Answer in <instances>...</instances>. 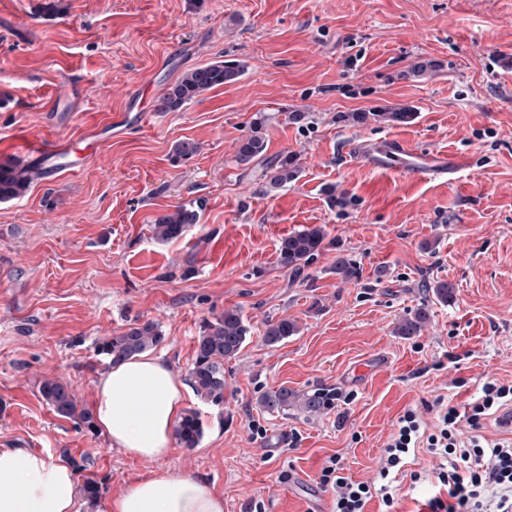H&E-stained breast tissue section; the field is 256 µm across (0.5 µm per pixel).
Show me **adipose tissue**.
<instances>
[{
	"label": "adipose tissue",
	"mask_w": 512,
	"mask_h": 512,
	"mask_svg": "<svg viewBox=\"0 0 512 512\" xmlns=\"http://www.w3.org/2000/svg\"><path fill=\"white\" fill-rule=\"evenodd\" d=\"M186 387L161 356L140 354L107 368L94 391L98 429L133 458L169 454ZM107 512H224V497L189 476L159 470L131 482ZM0 512H78L77 479L63 458L0 448Z\"/></svg>",
	"instance_id": "obj_1"
}]
</instances>
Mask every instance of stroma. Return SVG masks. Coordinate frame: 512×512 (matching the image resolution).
<instances>
[{
  "label": "stroma",
  "mask_w": 512,
  "mask_h": 512,
  "mask_svg": "<svg viewBox=\"0 0 512 512\" xmlns=\"http://www.w3.org/2000/svg\"><path fill=\"white\" fill-rule=\"evenodd\" d=\"M511 56L512 0H0V163L39 144L66 147L70 167L56 178L32 167L25 195L0 203V448L84 462L78 479L103 489L79 512H105L156 470L222 493L224 512H311L329 456L375 480L405 410L429 421L438 396L462 405L484 382L511 381ZM217 60L242 62L239 80L155 110L184 71ZM404 110L400 123L343 119ZM260 116L267 156L300 163L269 193L261 164L236 161ZM354 137L464 163L432 179L375 169L342 153ZM183 140L199 150L177 163ZM196 200L198 224L153 239L158 215ZM316 224L330 244L295 276L281 240ZM340 254L356 277L334 273ZM437 280L455 288L448 303L424 290ZM231 306L251 336L224 364L223 405L189 394L203 423L194 448L129 458L39 393L56 377L92 403L107 367L97 343L146 321L187 380L202 324ZM423 306L421 334L396 335ZM285 316L300 334L267 345L265 322ZM374 356L384 371L352 382ZM282 386L350 399L315 417L258 405Z\"/></svg>",
  "instance_id": "1"
}]
</instances>
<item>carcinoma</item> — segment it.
Here are the masks:
<instances>
[{
    "mask_svg": "<svg viewBox=\"0 0 512 512\" xmlns=\"http://www.w3.org/2000/svg\"><path fill=\"white\" fill-rule=\"evenodd\" d=\"M242 71L241 65L224 60L188 70L167 88L158 101L157 109L160 112L177 111L209 90L235 82ZM370 115L375 120L386 121H401L407 117L405 112H352L341 116V119L350 123H362ZM263 125L264 118L256 119L250 131L239 141V163L247 165L257 158H263L267 149L262 133ZM197 152L196 143L182 141L174 146L173 159L177 162L189 160ZM298 173L297 156L287 153L265 163L263 178L270 187L281 188L295 181ZM29 183L28 169L10 163L0 165V201L22 196ZM202 207L203 204L196 201L176 206L160 215L152 225L154 237L164 242L181 238L190 225L198 223ZM326 238L327 232L320 225L288 235L280 244V263L296 272L303 270L327 246ZM334 270L345 279L358 274L356 263L344 256L336 257ZM428 319L427 311L420 309L413 316L403 318L396 327V333L399 336H416ZM299 333L300 327L293 318L270 319L264 324L263 336L269 345L279 344ZM249 335L250 328L237 307L227 308L214 320L203 324L196 338L194 359L189 370V382L198 396L216 406L224 404V361L240 353ZM162 341L163 336L158 325L146 321L121 333L105 337L97 344V355L107 360V364L117 365L157 347ZM39 393L58 416L75 420L89 430L94 428L92 412L79 403L70 385L47 378L40 383ZM335 399L336 393L326 388L300 393L280 387L261 394L259 404L271 411L295 407L307 414L316 415L331 409L335 405ZM202 433V423L197 411H186L176 429L180 444L186 448H193L198 444Z\"/></svg>",
    "mask_w": 512,
    "mask_h": 512,
    "instance_id": "carcinoma-1",
    "label": "carcinoma"
}]
</instances>
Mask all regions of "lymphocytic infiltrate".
I'll return each instance as SVG.
<instances>
[{"label": "lymphocytic infiltrate", "mask_w": 512, "mask_h": 512, "mask_svg": "<svg viewBox=\"0 0 512 512\" xmlns=\"http://www.w3.org/2000/svg\"><path fill=\"white\" fill-rule=\"evenodd\" d=\"M434 407L431 426L412 410L399 417L384 448L380 484L353 481L345 476L340 456L327 458L320 483L332 494V512H364L376 495L385 507H393L387 479L419 447L441 460L432 473L439 493L430 499L427 512H512V441L492 443L481 434L486 419L512 408V383H483L462 410L440 400ZM465 428L471 435L464 439L460 433Z\"/></svg>", "instance_id": "f902f5d3"}]
</instances>
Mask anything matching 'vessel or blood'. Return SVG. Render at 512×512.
<instances>
[{
    "label": "vessel or blood",
    "instance_id": "obj_1",
    "mask_svg": "<svg viewBox=\"0 0 512 512\" xmlns=\"http://www.w3.org/2000/svg\"><path fill=\"white\" fill-rule=\"evenodd\" d=\"M346 150L372 168L406 171L421 177L433 178H444L452 172L448 165L447 151L423 153L404 140L391 139L383 143H374L357 138L347 143ZM33 154L46 175L52 176L61 172L64 149L37 147L34 148Z\"/></svg>",
    "mask_w": 512,
    "mask_h": 512
}]
</instances>
